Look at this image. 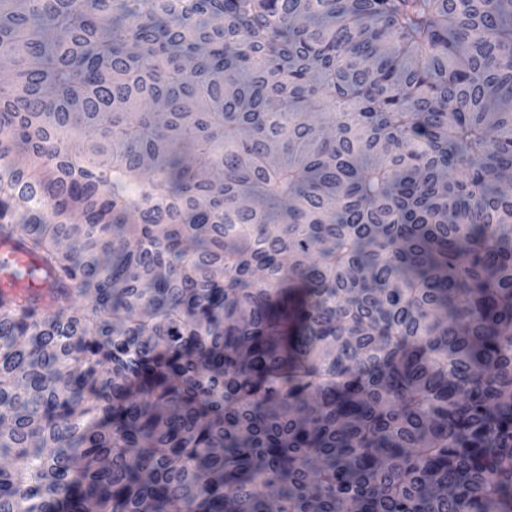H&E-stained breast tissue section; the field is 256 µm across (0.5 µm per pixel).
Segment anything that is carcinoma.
Returning <instances> with one entry per match:
<instances>
[{
    "instance_id": "1",
    "label": "carcinoma",
    "mask_w": 512,
    "mask_h": 512,
    "mask_svg": "<svg viewBox=\"0 0 512 512\" xmlns=\"http://www.w3.org/2000/svg\"><path fill=\"white\" fill-rule=\"evenodd\" d=\"M1 68L0 512H512V0H0ZM32 259L21 249L0 243V291L37 290L45 283H36L26 278H17L15 273L28 268Z\"/></svg>"
}]
</instances>
